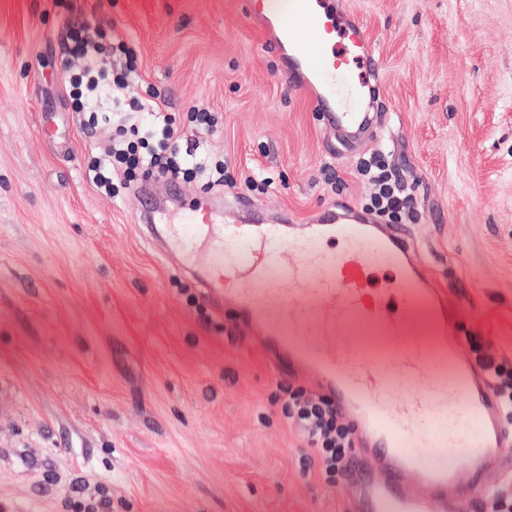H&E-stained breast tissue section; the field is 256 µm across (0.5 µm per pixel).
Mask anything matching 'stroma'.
I'll return each mask as SVG.
<instances>
[{"instance_id": "1", "label": "stroma", "mask_w": 512, "mask_h": 512, "mask_svg": "<svg viewBox=\"0 0 512 512\" xmlns=\"http://www.w3.org/2000/svg\"><path fill=\"white\" fill-rule=\"evenodd\" d=\"M381 63L378 118L354 142L293 89L242 0H0V512H359L283 414L306 375L199 308L137 222V195L189 214L202 178L102 192L105 142L77 112L69 28L137 55L132 91L225 161V196L298 223L364 207L381 156L401 217L466 336L512 361V0H342ZM218 120L208 132L192 108ZM268 179L264 191L249 179Z\"/></svg>"}]
</instances>
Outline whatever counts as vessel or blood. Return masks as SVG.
<instances>
[{
	"label": "vessel or blood",
	"mask_w": 512,
	"mask_h": 512,
	"mask_svg": "<svg viewBox=\"0 0 512 512\" xmlns=\"http://www.w3.org/2000/svg\"><path fill=\"white\" fill-rule=\"evenodd\" d=\"M247 13L268 32L270 47L287 64L291 85L307 91L315 106L334 105L331 130L360 137L370 115L353 108L337 83L347 58L338 55L330 34L349 37L367 78L380 67L365 25L337 11L334 0H247ZM320 37V65L309 63L308 37ZM232 208L197 214L172 229L147 218L145 234L163 257L180 255L195 270L203 306L231 310L235 329L260 340L274 364L311 375L340 410L355 416L362 432L361 454L346 475L360 491L368 512H435V506L464 488H476L491 464L512 457L500 425L501 408L489 380L466 356V337L448 316L446 295L419 260L412 236L394 224H377L351 205L324 207L307 224L288 216L266 223L254 214L246 224L232 221ZM298 254L288 267V293L274 287L282 249ZM209 261L197 266L200 250ZM417 304L429 318L425 337L410 339L401 313ZM361 331L387 337L391 364L423 384L421 393L399 397L343 342ZM448 365L458 384L437 392L436 364ZM436 415L450 422L433 436L421 423ZM465 417L477 431L459 437L453 426Z\"/></svg>",
	"instance_id": "obj_1"
}]
</instances>
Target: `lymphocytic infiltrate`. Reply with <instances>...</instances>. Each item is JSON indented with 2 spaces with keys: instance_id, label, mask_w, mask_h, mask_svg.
Instances as JSON below:
<instances>
[{
  "instance_id": "obj_1",
  "label": "lymphocytic infiltrate",
  "mask_w": 512,
  "mask_h": 512,
  "mask_svg": "<svg viewBox=\"0 0 512 512\" xmlns=\"http://www.w3.org/2000/svg\"><path fill=\"white\" fill-rule=\"evenodd\" d=\"M105 49L94 46L93 50L83 51L85 62V88L96 91L100 83H107L112 101L126 105V125L119 137H111L109 118L90 115L92 126L100 127L106 136L104 160L93 163L91 169L98 187L111 190L114 183L127 182L135 174L143 178L154 175L190 176L202 175L205 181L203 191L209 192L224 185L223 162H196L188 158H177L167 151L169 143L178 142L182 136L170 113L154 110L150 125H141L136 114L143 108L138 98L130 92L128 74L109 76L103 68L101 57ZM363 173L373 185V192L366 209L377 216L398 217L406 207L397 175L380 162L365 164ZM469 354L486 371L491 387L502 408L512 407V370L507 369L506 358L490 353L489 347L478 341H471ZM288 418L304 435L321 472L332 477L344 473L350 460L349 452L354 446L355 429L346 422L334 400L300 387L288 396Z\"/></svg>"
}]
</instances>
